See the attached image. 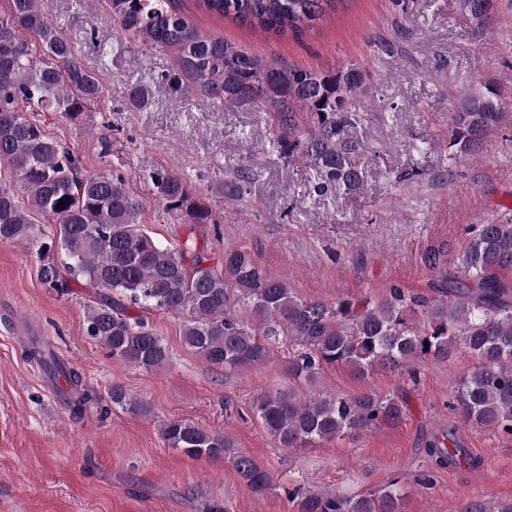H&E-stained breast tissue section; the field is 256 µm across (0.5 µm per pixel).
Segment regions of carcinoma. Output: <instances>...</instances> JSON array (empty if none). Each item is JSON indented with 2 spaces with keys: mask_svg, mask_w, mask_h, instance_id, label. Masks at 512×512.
I'll use <instances>...</instances> for the list:
<instances>
[{
  "mask_svg": "<svg viewBox=\"0 0 512 512\" xmlns=\"http://www.w3.org/2000/svg\"><path fill=\"white\" fill-rule=\"evenodd\" d=\"M0 16V240L24 241L36 250L39 277L65 294L70 283L95 289L85 332L109 348L113 359L146 371L168 362L162 337L136 310L186 316V345L226 371L270 362L278 349L288 354L293 386L259 395L253 412L283 448H309L320 441L354 436L404 420L407 404L392 394L356 396L304 388L327 369L346 367L362 376L406 372L425 359L447 361L464 352L475 360L456 386L465 422L512 436V223L473 224L468 243L450 254L433 242L421 260L434 275L433 294L393 286L382 297L304 300L272 276L245 248L214 257L200 246L196 231L215 224L206 198L173 167L150 172L152 191L163 212L181 224L184 236L173 247L160 245L145 229L146 200L124 172H92L50 132L42 116L55 113L82 126L103 96L98 73L86 67L72 43L50 19L48 0H7ZM118 33L142 49L165 48L173 67L168 90L200 96L227 107L253 105L271 114L273 151L306 168L317 196L354 195L363 189L370 147L361 129L366 91L358 71L317 72L250 55L219 37L205 36L180 0H106ZM335 0H194L196 9L242 27L295 37L313 26ZM462 16L485 23L493 0H458ZM150 91L128 93L138 110ZM492 91L471 94L450 113V146L466 153L502 118ZM258 174L241 158L224 164V181L211 192L239 200ZM20 184L27 201L16 195ZM56 224L47 237L38 217ZM59 387L71 413L108 409L80 374L32 336L26 348ZM171 448L191 457L229 461L253 492L272 487L268 470L233 448L224 435L182 419L161 431ZM430 468H477L450 427L429 440ZM297 512H402L403 486L390 483L373 494L288 491ZM454 512H512V499L474 498Z\"/></svg>",
  "mask_w": 512,
  "mask_h": 512,
  "instance_id": "obj_1",
  "label": "carcinoma"
}]
</instances>
